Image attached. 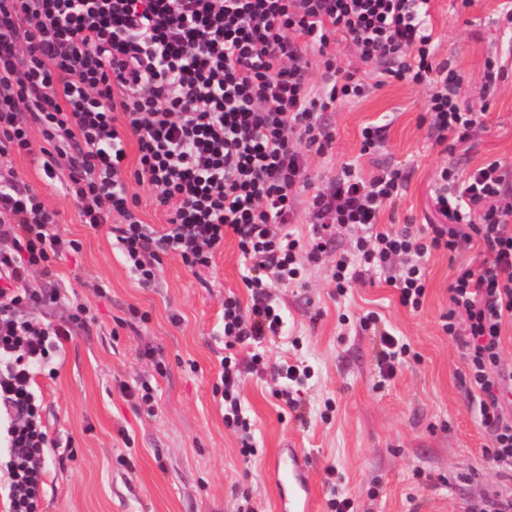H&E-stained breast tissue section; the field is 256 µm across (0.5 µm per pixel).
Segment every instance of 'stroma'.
<instances>
[{
    "mask_svg": "<svg viewBox=\"0 0 512 512\" xmlns=\"http://www.w3.org/2000/svg\"><path fill=\"white\" fill-rule=\"evenodd\" d=\"M512 0H431L436 61L452 62L473 105H486L475 139L440 145L425 120L426 86L389 83L322 115L333 128L329 157H310L308 175L326 186L343 164L363 174L401 168L407 183L381 213L385 228L435 223L430 194L442 167L467 173L498 161L512 173V34L502 29ZM498 55L506 71L485 97V61ZM384 129L380 153L361 152V131ZM19 184L57 211L55 229L81 242L59 261L53 280L29 273L30 286L55 285L57 304L36 309L58 322L73 303L93 320L77 324L54 360L55 376L37 378L43 420L58 447L48 451L45 512H279L272 461L281 448L306 455L316 512L343 495L357 512H466L468 504L512 490L487 462L490 439L461 385V349L440 316L458 266L447 252L426 262L421 310L403 307L383 277L367 276L346 296L330 284L333 255L307 265L302 283L278 285L272 297L285 315L283 333L266 344L265 368L245 373L244 405L254 422V453L243 457L238 433L224 424L215 390L224 355V299L248 301L247 268L234 238L211 267L193 273L164 256L155 287H139L106 230L81 224L75 204L43 178L30 156L14 155ZM377 312L386 329L408 342L413 358L381 380L376 337L359 315ZM308 366L297 385V409L277 396L276 365ZM156 389L153 413L136 411L130 395L141 379Z\"/></svg>",
    "mask_w": 512,
    "mask_h": 512,
    "instance_id": "1",
    "label": "stroma"
}]
</instances>
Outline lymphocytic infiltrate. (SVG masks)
<instances>
[{"label":"lymphocytic infiltrate","instance_id":"lymphocytic-infiltrate-1","mask_svg":"<svg viewBox=\"0 0 512 512\" xmlns=\"http://www.w3.org/2000/svg\"><path fill=\"white\" fill-rule=\"evenodd\" d=\"M430 0H0V159L32 153L31 128L45 142L38 165L47 179L69 170L61 185L89 228H107L142 287L155 284L163 255L192 272L211 267L233 235L248 266L249 305L224 299L220 388L224 424L245 433L244 383L237 349L261 343L283 326L269 290L299 281L304 263L331 249L334 228L353 226L349 251L337 254V295L381 273L400 303L419 310L432 251L460 255L480 246L484 258L456 268L444 333L461 347L462 384L478 408L491 444L486 459L512 479V364L502 356L512 328V176L498 162L460 178L443 167L431 198L441 223L429 233L411 225L380 227L383 208L406 181L383 165L363 176L343 166L330 191L307 177L309 156L325 155L334 133L323 112L365 97L364 75L338 65L330 44L343 36L378 85L391 81L429 89L426 112L438 142H465L484 126V110L468 105L462 76L434 60ZM323 66L311 87L309 52ZM137 142L128 169L125 135ZM148 183L164 210L155 229L136 213L127 180ZM311 190V235L292 224L298 191ZM56 213L33 189L0 178V512H39L47 450L35 377L48 366L73 324L87 323L83 304L62 323L21 315L56 303L57 291L22 282L44 277L82 245L55 231ZM375 313L359 319L380 338L378 366L391 377L411 348L381 329Z\"/></svg>","mask_w":512,"mask_h":512}]
</instances>
